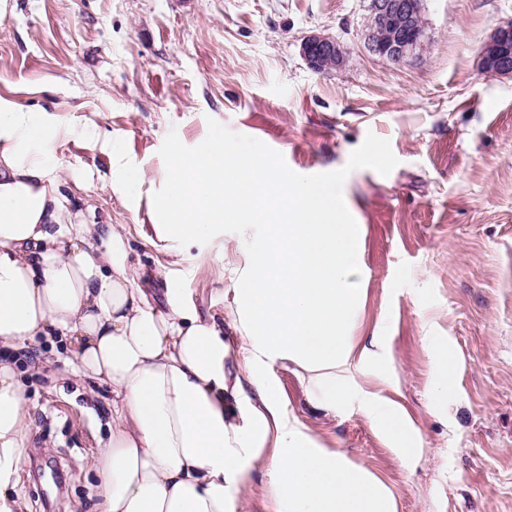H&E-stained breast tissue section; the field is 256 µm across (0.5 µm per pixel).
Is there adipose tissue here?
<instances>
[{
	"label": "adipose tissue",
	"instance_id": "obj_1",
	"mask_svg": "<svg viewBox=\"0 0 512 512\" xmlns=\"http://www.w3.org/2000/svg\"><path fill=\"white\" fill-rule=\"evenodd\" d=\"M68 133L59 116L0 97V347L65 345L74 377L110 389L97 512H235L259 471L274 512H397L386 484L290 413L268 372L288 360L308 389L340 400L344 369L374 356L350 334L359 230L339 182L275 174L217 133L178 153L157 193L123 136L105 137L111 190L147 202L173 257L222 225H261L231 304L203 314L173 288L164 303L151 299L125 225L72 223L53 150ZM359 408L385 437L410 442L391 402L365 391ZM29 430L23 385L0 361V512L27 510L17 486Z\"/></svg>",
	"mask_w": 512,
	"mask_h": 512
}]
</instances>
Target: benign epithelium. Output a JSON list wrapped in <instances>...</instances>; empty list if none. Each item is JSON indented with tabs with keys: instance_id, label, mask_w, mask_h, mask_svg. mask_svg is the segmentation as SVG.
Segmentation results:
<instances>
[{
	"instance_id": "obj_1",
	"label": "benign epithelium",
	"mask_w": 512,
	"mask_h": 512,
	"mask_svg": "<svg viewBox=\"0 0 512 512\" xmlns=\"http://www.w3.org/2000/svg\"><path fill=\"white\" fill-rule=\"evenodd\" d=\"M424 0H369L364 33L366 49L395 64L407 62L422 43ZM301 55L315 70L324 58L344 64L343 49L335 37L311 33L301 42ZM481 67L497 76L512 74V25L500 26L483 45Z\"/></svg>"
}]
</instances>
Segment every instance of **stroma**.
<instances>
[{
    "mask_svg": "<svg viewBox=\"0 0 512 512\" xmlns=\"http://www.w3.org/2000/svg\"><path fill=\"white\" fill-rule=\"evenodd\" d=\"M366 0H0V96L47 109L73 130L55 154L91 186L72 200L85 222L124 224L132 259L204 313L230 304L224 241L170 266L149 246L152 222L108 186L101 135L122 134L131 161L166 180L173 149L216 128L226 148L253 151L299 180L345 177L362 262L352 333L381 340L352 363L349 386L400 405L417 452L402 455L355 404L322 403L285 359L270 371L292 414L395 494L397 512H512V74L490 76L480 51L512 24V0H426L425 40L397 65L364 46ZM313 32L336 37L341 70L312 71ZM99 135L86 137L88 127ZM455 359L439 401L428 337ZM41 344L15 353L30 406L18 489L29 512H96L93 464L112 414L109 388L31 374Z\"/></svg>",
    "mask_w": 512,
    "mask_h": 512,
    "instance_id": "obj_1",
    "label": "stroma"
}]
</instances>
